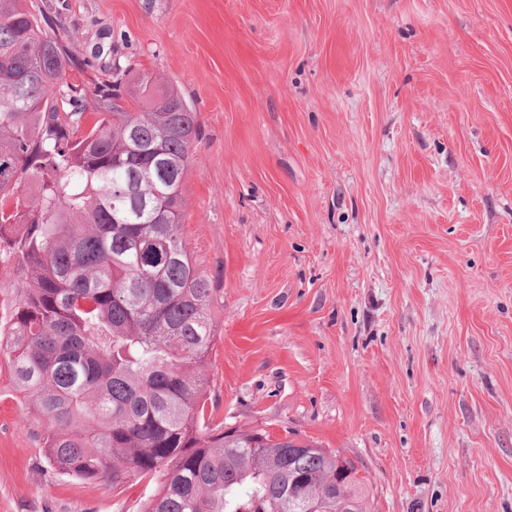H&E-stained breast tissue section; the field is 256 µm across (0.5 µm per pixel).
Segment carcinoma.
Returning <instances> with one entry per match:
<instances>
[{
    "mask_svg": "<svg viewBox=\"0 0 512 512\" xmlns=\"http://www.w3.org/2000/svg\"><path fill=\"white\" fill-rule=\"evenodd\" d=\"M74 37L0 0V354L49 469L145 481L139 512H371L336 451L213 423L216 289L182 234L198 114L145 69L82 79Z\"/></svg>",
    "mask_w": 512,
    "mask_h": 512,
    "instance_id": "carcinoma-1",
    "label": "carcinoma"
}]
</instances>
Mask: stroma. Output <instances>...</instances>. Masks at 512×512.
Masks as SVG:
<instances>
[{
  "instance_id": "35a3bbf8",
  "label": "stroma",
  "mask_w": 512,
  "mask_h": 512,
  "mask_svg": "<svg viewBox=\"0 0 512 512\" xmlns=\"http://www.w3.org/2000/svg\"><path fill=\"white\" fill-rule=\"evenodd\" d=\"M34 3L198 114L215 421L354 460L372 512H512V0ZM40 429L1 363L0 512H138Z\"/></svg>"
}]
</instances>
